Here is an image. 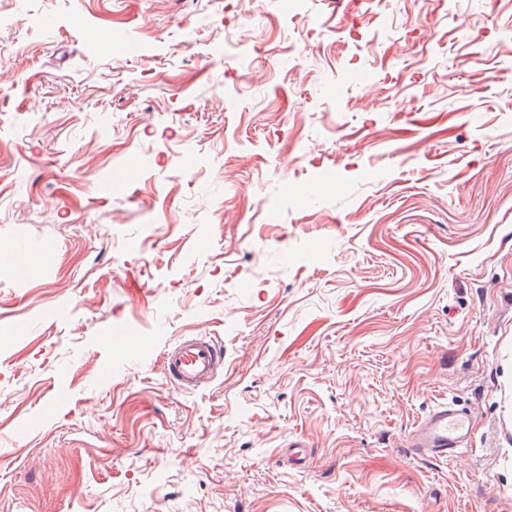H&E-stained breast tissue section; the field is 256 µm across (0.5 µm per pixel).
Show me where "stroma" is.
I'll return each mask as SVG.
<instances>
[{
    "mask_svg": "<svg viewBox=\"0 0 512 512\" xmlns=\"http://www.w3.org/2000/svg\"><path fill=\"white\" fill-rule=\"evenodd\" d=\"M0 15V512H512V0ZM164 366L171 382L191 393L216 377L224 366V349L213 339L186 336L167 350ZM469 418L453 403L433 408L413 432L410 448L418 454H438L460 449L469 434Z\"/></svg>",
    "mask_w": 512,
    "mask_h": 512,
    "instance_id": "obj_1",
    "label": "stroma"
}]
</instances>
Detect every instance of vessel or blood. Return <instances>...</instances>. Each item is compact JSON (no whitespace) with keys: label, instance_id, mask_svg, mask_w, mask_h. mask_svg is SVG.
<instances>
[{"label":"vessel or blood","instance_id":"b4317fda","mask_svg":"<svg viewBox=\"0 0 512 512\" xmlns=\"http://www.w3.org/2000/svg\"><path fill=\"white\" fill-rule=\"evenodd\" d=\"M224 365V350L213 339L187 336L171 346L164 366L171 382L184 393L210 383ZM470 422L453 403L433 408L413 432L410 446L419 454L447 455L460 449L469 434Z\"/></svg>","mask_w":512,"mask_h":512}]
</instances>
